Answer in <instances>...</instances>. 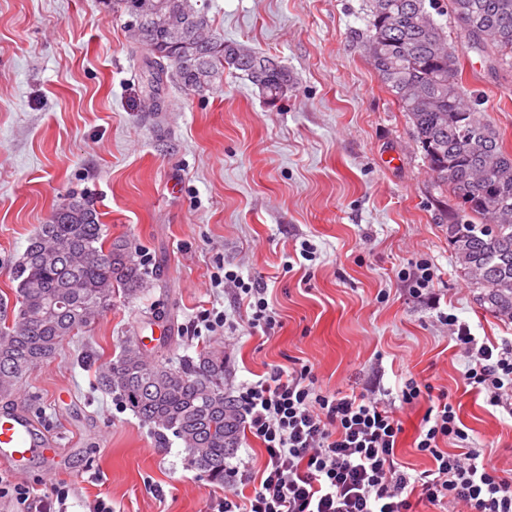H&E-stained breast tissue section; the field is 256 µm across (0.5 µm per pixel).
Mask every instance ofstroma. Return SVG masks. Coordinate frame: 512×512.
<instances>
[{"label": "stroma", "mask_w": 512, "mask_h": 512, "mask_svg": "<svg viewBox=\"0 0 512 512\" xmlns=\"http://www.w3.org/2000/svg\"><path fill=\"white\" fill-rule=\"evenodd\" d=\"M204 3L217 37L287 68L277 105L227 73L199 94L168 79L166 110L150 116L140 56L100 0H0V324L12 319V272L29 237L70 196L88 199L150 269L138 298H116L23 378L17 400L67 443L63 469L34 466L24 484L36 495L67 484V512H208L223 486L103 392L98 371L128 336L150 351L178 337L171 359L223 343L198 322L213 308L238 321L230 395L296 361L346 394L393 395L412 377L447 391L471 447L512 470V416L465 384L468 359L438 312L496 345L512 340V322L482 309L457 270L454 202L356 36L366 0ZM459 62L512 152V75L473 51ZM305 241L315 259L301 256ZM420 259L432 264L435 299L413 297L398 276ZM222 263L266 283L275 334L250 329L245 308L211 287ZM424 412L399 414L397 456L419 472L433 466L413 446Z\"/></svg>", "instance_id": "stroma-1"}]
</instances>
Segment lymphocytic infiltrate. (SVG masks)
<instances>
[{"mask_svg":"<svg viewBox=\"0 0 512 512\" xmlns=\"http://www.w3.org/2000/svg\"><path fill=\"white\" fill-rule=\"evenodd\" d=\"M211 285L231 288L234 299L248 308L252 329L268 334L280 328L263 284L244 280L226 265ZM439 321L469 359L466 383L484 394L487 405L512 415V343H479L448 312L440 313ZM397 398L395 409L377 396L323 388L308 364L277 366L246 384L237 401L267 460L260 477L244 471L225 481L224 494L210 503V512H415L418 500L441 512H512V472L497 469L476 449L447 450V442L461 443L469 435L446 391L409 378ZM424 400L429 406L414 446L432 458L433 466L413 474L397 459L403 427L396 411ZM68 496V486L57 484L36 497L0 475V498H11L20 512H57Z\"/></svg>","mask_w":512,"mask_h":512,"instance_id":"1","label":"lymphocytic infiltrate"}]
</instances>
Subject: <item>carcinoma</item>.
I'll return each instance as SVG.
<instances>
[{
  "label": "carcinoma",
  "mask_w": 512,
  "mask_h": 512,
  "mask_svg": "<svg viewBox=\"0 0 512 512\" xmlns=\"http://www.w3.org/2000/svg\"><path fill=\"white\" fill-rule=\"evenodd\" d=\"M456 43L434 18L435 0H368V24L356 33L382 83L405 112L428 169L447 187L455 208L446 225L456 266L481 307L512 321V153L480 112V99L462 83L456 47L475 51L512 70V0H451ZM141 0H103L116 19ZM177 14L186 32L206 30L198 55H180L167 30L145 20L137 33L122 25L131 49L141 52L152 111H163L161 89L174 75L201 92L224 71L240 72L274 99L291 84L284 67L266 69L269 57L210 35L207 15L193 0H155ZM146 271L132 243L108 237L89 201L71 197L41 224L14 268L16 305L0 329V397H9L27 372L50 359L60 343L91 327L121 293H142ZM120 353L99 367L101 390L115 396L143 423L172 435L191 465L224 484L226 459L241 440L243 414L224 392V351L204 348L176 363L150 360L126 339Z\"/></svg>",
  "instance_id": "cac0c4a2"
}]
</instances>
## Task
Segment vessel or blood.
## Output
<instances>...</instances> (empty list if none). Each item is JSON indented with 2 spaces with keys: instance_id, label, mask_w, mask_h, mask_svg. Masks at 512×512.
Instances as JSON below:
<instances>
[{
  "instance_id": "b4317fda",
  "label": "vessel or blood",
  "mask_w": 512,
  "mask_h": 512,
  "mask_svg": "<svg viewBox=\"0 0 512 512\" xmlns=\"http://www.w3.org/2000/svg\"><path fill=\"white\" fill-rule=\"evenodd\" d=\"M55 442L40 433L28 412L20 406L0 408V463L12 473L23 472L32 459L50 458Z\"/></svg>"
}]
</instances>
